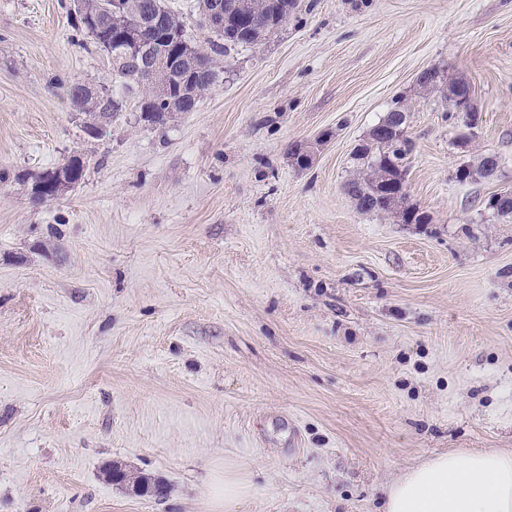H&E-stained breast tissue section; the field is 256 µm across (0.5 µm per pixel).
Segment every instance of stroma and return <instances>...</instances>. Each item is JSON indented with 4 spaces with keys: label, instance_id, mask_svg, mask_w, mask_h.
I'll use <instances>...</instances> for the list:
<instances>
[{
    "label": "stroma",
    "instance_id": "35a3bbf8",
    "mask_svg": "<svg viewBox=\"0 0 512 512\" xmlns=\"http://www.w3.org/2000/svg\"><path fill=\"white\" fill-rule=\"evenodd\" d=\"M167 3L215 83L92 138L66 89H114L107 55L69 0H0V512H215L228 463L244 512H381L430 456L512 448V217L485 207L512 189V0H299L226 49L198 0ZM430 67L476 128L418 87ZM398 99L422 224L346 190ZM73 155L82 180L33 203Z\"/></svg>",
    "mask_w": 512,
    "mask_h": 512
}]
</instances>
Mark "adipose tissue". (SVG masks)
<instances>
[{"instance_id": "ef3b65f1", "label": "adipose tissue", "mask_w": 512, "mask_h": 512, "mask_svg": "<svg viewBox=\"0 0 512 512\" xmlns=\"http://www.w3.org/2000/svg\"><path fill=\"white\" fill-rule=\"evenodd\" d=\"M383 512H512V449L429 458L392 482Z\"/></svg>"}]
</instances>
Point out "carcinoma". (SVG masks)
Instances as JSON below:
<instances>
[{"label":"carcinoma","instance_id":"obj_1","mask_svg":"<svg viewBox=\"0 0 512 512\" xmlns=\"http://www.w3.org/2000/svg\"><path fill=\"white\" fill-rule=\"evenodd\" d=\"M130 12L141 8H153L159 14L156 26L149 30V37L156 40L162 36L173 37L171 51L178 55L190 53L196 45L186 36L183 22L168 7L165 0H130ZM298 8V0H224V28L214 33L229 44H254L263 41L273 30L286 22ZM126 23L117 19L108 28L81 27V31L90 35L103 50H108L112 74L122 83L124 93L138 95L139 101L155 109L149 122L160 123L165 114L174 112H191L200 97L214 83L217 73L210 59L200 63L201 74L183 97H175L168 90L177 86L174 79L165 72H159L153 80L146 82L137 58L128 55L122 43L115 42L113 32L119 25ZM81 96L80 111L93 116L85 129L95 128L98 121L106 119L116 112L117 99L99 98L95 92L83 86L78 91ZM409 151V141L398 139L393 133H385L370 138L354 153L353 159L358 164L362 177L348 183V191L365 211H388L391 202L400 205L406 200L403 192L404 179L402 162ZM498 161L492 156H483L477 163L463 165L461 180H475L496 168ZM108 481L116 486L128 488L135 482H146L148 477L136 475L119 466H112V476Z\"/></svg>","mask_w":512,"mask_h":512}]
</instances>
